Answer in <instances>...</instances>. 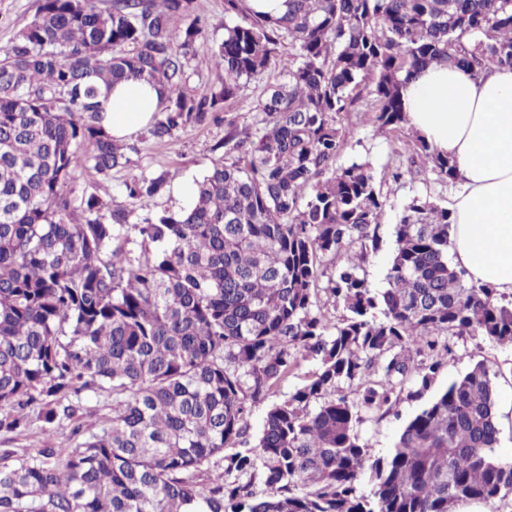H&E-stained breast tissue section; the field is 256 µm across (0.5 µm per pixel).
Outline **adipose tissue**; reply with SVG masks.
Here are the masks:
<instances>
[{"instance_id":"adipose-tissue-1","label":"adipose tissue","mask_w":512,"mask_h":512,"mask_svg":"<svg viewBox=\"0 0 512 512\" xmlns=\"http://www.w3.org/2000/svg\"><path fill=\"white\" fill-rule=\"evenodd\" d=\"M413 128L455 164L454 266L471 282L512 294V67L495 66L480 77L454 66H433L403 90ZM161 94L130 79L103 99L104 125L125 139L151 121Z\"/></svg>"}]
</instances>
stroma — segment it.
Masks as SVG:
<instances>
[{"label": "stroma", "instance_id": "stroma-1", "mask_svg": "<svg viewBox=\"0 0 512 512\" xmlns=\"http://www.w3.org/2000/svg\"><path fill=\"white\" fill-rule=\"evenodd\" d=\"M41 0H0V50L11 47L20 30L38 11ZM194 13L209 24L205 37L197 40L187 66L186 87L196 95L210 93L219 84L212 61V44L224 35V0H194ZM341 124L347 135V147L339 158L346 165L354 160L369 161L377 176L403 169L396 182L384 181L386 206L378 230L379 247L368 254L364 263L370 288H385V274L395 249L394 227L403 205L415 195H426L441 205H449L454 184L441 181L431 168L408 173L413 153L414 133L404 129L395 133L380 127L372 113L351 112L342 115ZM133 150L126 167L113 169L103 179L86 172L71 185L73 197L95 193L122 199V184L132 174L156 176L162 173L174 180L199 179L210 169L214 159L223 155L224 126L212 121L175 132L172 144L155 142L141 130L129 139ZM480 361L494 364L498 371L495 384V410L500 421V435L495 453L499 458H512V348L503 347L481 337L465 336L457 341L455 357L450 358L436 376L431 393H438L449 383L462 377ZM422 400L400 396L394 413L383 419H364L357 427L371 457L385 456L393 448L404 424L422 407Z\"/></svg>", "mask_w": 512, "mask_h": 512}]
</instances>
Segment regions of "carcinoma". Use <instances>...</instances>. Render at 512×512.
<instances>
[{
	"mask_svg": "<svg viewBox=\"0 0 512 512\" xmlns=\"http://www.w3.org/2000/svg\"><path fill=\"white\" fill-rule=\"evenodd\" d=\"M193 10L41 0L3 50L0 432L37 420L44 441L3 455L0 512H457L512 498V459L494 454L492 364L437 393L387 456L361 441L362 415L430 389L452 338L512 347V296L451 263V212L420 196L395 225L387 288H369L362 263L387 197L370 163L336 165L337 116L363 94L374 121L400 131L401 90L428 66H512V0H288L281 16L224 0L221 85L200 97L184 90L205 35ZM271 67L286 81L264 90L253 124L224 120V156L188 210H154L167 174L125 181L134 210L72 197L82 146L100 176L129 164L103 124V91L158 86L148 134L169 143L221 119ZM415 152L407 171L419 162L455 180L453 160L419 135ZM327 263L346 311L333 325L313 288ZM302 360L315 371L248 446L252 407ZM105 389L112 419L87 434L72 397ZM65 424L81 443L56 442Z\"/></svg>",
	"mask_w": 512,
	"mask_h": 512,
	"instance_id": "obj_1",
	"label": "carcinoma"
}]
</instances>
